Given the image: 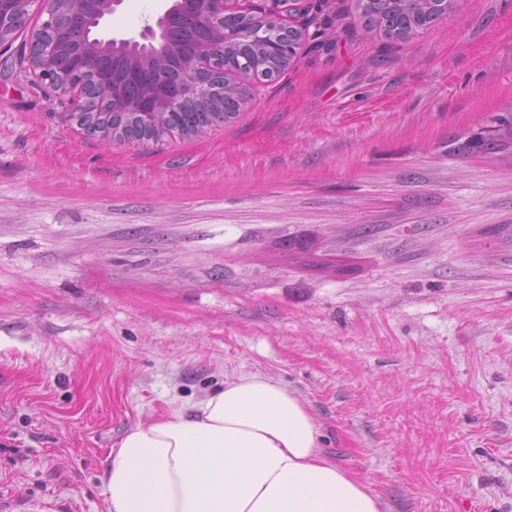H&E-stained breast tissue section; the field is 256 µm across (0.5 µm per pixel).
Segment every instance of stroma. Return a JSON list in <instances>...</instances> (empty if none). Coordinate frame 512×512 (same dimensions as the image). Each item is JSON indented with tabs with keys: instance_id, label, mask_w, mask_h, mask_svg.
Wrapping results in <instances>:
<instances>
[{
	"instance_id": "stroma-1",
	"label": "stroma",
	"mask_w": 512,
	"mask_h": 512,
	"mask_svg": "<svg viewBox=\"0 0 512 512\" xmlns=\"http://www.w3.org/2000/svg\"><path fill=\"white\" fill-rule=\"evenodd\" d=\"M168 0L97 31L139 37ZM404 42L301 0L231 122L110 141L0 53V512H106L133 426L273 375L385 512H512V0ZM499 125L492 127L493 134L486 137L471 139L468 143L469 152H489L512 146V113L510 118L500 115Z\"/></svg>"
}]
</instances>
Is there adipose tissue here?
Listing matches in <instances>:
<instances>
[{
  "label": "adipose tissue",
  "mask_w": 512,
  "mask_h": 512,
  "mask_svg": "<svg viewBox=\"0 0 512 512\" xmlns=\"http://www.w3.org/2000/svg\"><path fill=\"white\" fill-rule=\"evenodd\" d=\"M102 483L107 512H384L324 454L307 402L259 372L129 429Z\"/></svg>",
  "instance_id": "ef3b65f1"
}]
</instances>
